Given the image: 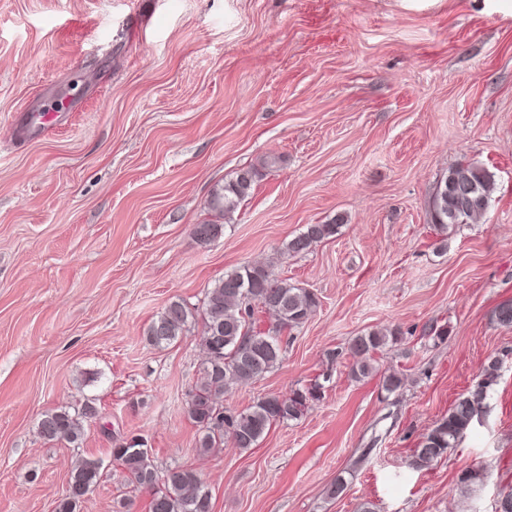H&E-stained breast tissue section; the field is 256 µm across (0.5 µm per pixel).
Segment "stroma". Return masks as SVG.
<instances>
[{"label":"stroma","mask_w":512,"mask_h":512,"mask_svg":"<svg viewBox=\"0 0 512 512\" xmlns=\"http://www.w3.org/2000/svg\"><path fill=\"white\" fill-rule=\"evenodd\" d=\"M39 110L65 121L17 139ZM269 158L223 235L199 244L212 191ZM462 161L495 189L479 223L443 240L428 201ZM337 218L334 237L286 253ZM248 263L319 305L225 407L316 382L324 396L254 448L204 455L186 412L202 327L162 346L145 331ZM507 299L512 0H0V512H54L80 457L102 461L80 512H149L112 457L123 439L158 472L196 471L212 512H494L512 487V327L493 317ZM395 328L376 373L354 380L350 340ZM492 359L482 414L415 467ZM392 372L405 385L390 394ZM88 400L79 446L39 436L45 411ZM339 219L327 224H309L306 230L294 238L287 245L288 254H301L308 252L310 248L323 240L329 239L336 235L338 228L342 223Z\"/></svg>","instance_id":"1"}]
</instances>
